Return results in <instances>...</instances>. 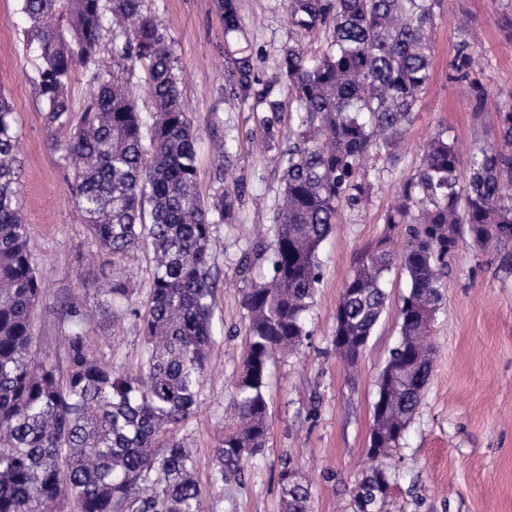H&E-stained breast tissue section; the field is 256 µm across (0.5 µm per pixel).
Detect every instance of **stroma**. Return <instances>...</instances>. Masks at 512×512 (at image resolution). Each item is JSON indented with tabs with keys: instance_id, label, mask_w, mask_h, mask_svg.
<instances>
[{
	"instance_id": "stroma-1",
	"label": "stroma",
	"mask_w": 512,
	"mask_h": 512,
	"mask_svg": "<svg viewBox=\"0 0 512 512\" xmlns=\"http://www.w3.org/2000/svg\"><path fill=\"white\" fill-rule=\"evenodd\" d=\"M219 0H145L165 27L181 78L185 109L198 134L197 182L202 197L224 194L231 205L217 225L212 256L218 272L214 299L217 342L200 401L177 429L195 455V479L214 512H279L278 474L291 460L309 480L313 512H352L351 492L371 465L366 449L373 426L376 381L399 340L398 312L407 292L401 257L386 276L388 308L356 368L333 347L336 305L358 249L384 236L388 208L404 178L417 169L428 137L444 129L469 149L477 129L493 130L494 113L475 114L470 85L448 74L459 42L478 37L482 67L474 77L490 93L512 98V35L497 23L492 0H444L432 29L428 85L403 138L400 157L373 161L369 198L340 208L321 252V279L308 314L311 338L299 357L275 358L266 394L268 435L249 463L246 483L226 500L214 482L213 450L224 431V408L245 350L244 292L272 275L273 213L288 147V113L253 108L232 94L228 72L251 56L266 80L295 35L287 0H236L240 29L228 35ZM19 0H0V91L11 100L19 138L20 188L28 249L43 278L33 318L41 353L66 368L61 338L63 304L82 309L92 348L120 370L138 369L143 342L135 311L145 310L151 276L145 246L112 256L93 241L74 203L72 172L62 159L67 130L44 125L37 94L38 60L27 46ZM128 281V306L116 316L97 305L101 289ZM447 286L430 332L432 375L392 463L397 487L385 512H512V274L496 256L460 238L448 258Z\"/></svg>"
}]
</instances>
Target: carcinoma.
<instances>
[{
	"instance_id": "1",
	"label": "carcinoma",
	"mask_w": 512,
	"mask_h": 512,
	"mask_svg": "<svg viewBox=\"0 0 512 512\" xmlns=\"http://www.w3.org/2000/svg\"><path fill=\"white\" fill-rule=\"evenodd\" d=\"M144 0H22L24 36L40 61L37 90L48 128L70 126L68 85L92 69L93 89L65 144L72 191L97 245L114 255L143 244L153 253L150 301L134 312L143 363L122 372L90 351L86 318L65 308L68 367L33 354L32 314L41 278L28 252L13 107L0 93V512H205L195 458L174 428L197 407L216 342V276L211 247L224 199L200 196L197 134L180 100L165 31ZM443 0H288L296 40L278 77L255 93V107L296 117L281 203L274 215L273 275L243 296L247 345L235 394L214 448V482L242 485L245 464L265 447L269 366L308 341L306 316L321 277L319 251L342 206L371 192L367 162L396 161L400 137L430 78V31ZM224 33L238 30L236 0H221ZM113 69L99 51L109 31ZM310 41L321 49L311 52ZM472 43L459 45L452 80H470L473 111L494 106L495 140L463 155L442 129L386 215L403 237L408 283L400 336L376 384L384 409L371 429L376 453L361 480L373 512L388 503L396 473L386 465L418 408L432 371L425 342L446 288L448 255L467 235L512 271V100L491 101L471 78ZM145 75L151 109L133 86ZM228 83L251 90L250 57L234 61ZM287 89L288 101L279 95ZM391 236L361 248L336 305V355L354 366L359 346L386 310ZM130 298L122 281L98 298L113 312ZM280 512H310L311 485L290 461L279 474Z\"/></svg>"
}]
</instances>
